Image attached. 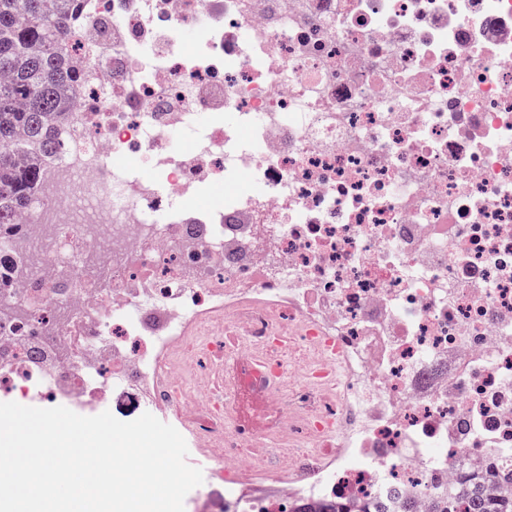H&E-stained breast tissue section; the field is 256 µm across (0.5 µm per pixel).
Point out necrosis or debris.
<instances>
[{
  "label": "necrosis or debris",
  "mask_w": 512,
  "mask_h": 512,
  "mask_svg": "<svg viewBox=\"0 0 512 512\" xmlns=\"http://www.w3.org/2000/svg\"><path fill=\"white\" fill-rule=\"evenodd\" d=\"M74 42L0 398L168 412L196 512L512 466V0H83Z\"/></svg>",
  "instance_id": "1"
}]
</instances>
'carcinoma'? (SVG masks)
Wrapping results in <instances>:
<instances>
[{
  "label": "carcinoma",
  "mask_w": 512,
  "mask_h": 512,
  "mask_svg": "<svg viewBox=\"0 0 512 512\" xmlns=\"http://www.w3.org/2000/svg\"><path fill=\"white\" fill-rule=\"evenodd\" d=\"M82 0H0V247L19 235L17 213L38 191L53 146L50 116L63 111L66 88L80 73L70 62L68 41ZM512 469L472 474L432 501L431 512H512Z\"/></svg>",
  "instance_id": "carcinoma-1"
}]
</instances>
